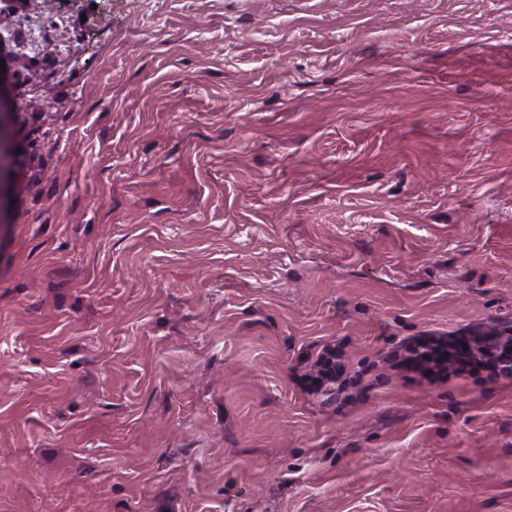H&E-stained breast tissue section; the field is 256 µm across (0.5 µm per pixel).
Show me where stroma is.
Masks as SVG:
<instances>
[{
	"label": "stroma",
	"instance_id": "stroma-1",
	"mask_svg": "<svg viewBox=\"0 0 512 512\" xmlns=\"http://www.w3.org/2000/svg\"><path fill=\"white\" fill-rule=\"evenodd\" d=\"M0 47V512H512V380L385 361L512 326V0H0ZM316 366L317 370L314 373L305 376L304 385L311 393L319 394L322 392L326 399L332 397L335 386L336 393L338 392L339 395L345 392L349 386H355L361 381L360 376L357 379L348 376L346 366L337 352L326 350L319 353Z\"/></svg>",
	"mask_w": 512,
	"mask_h": 512
}]
</instances>
